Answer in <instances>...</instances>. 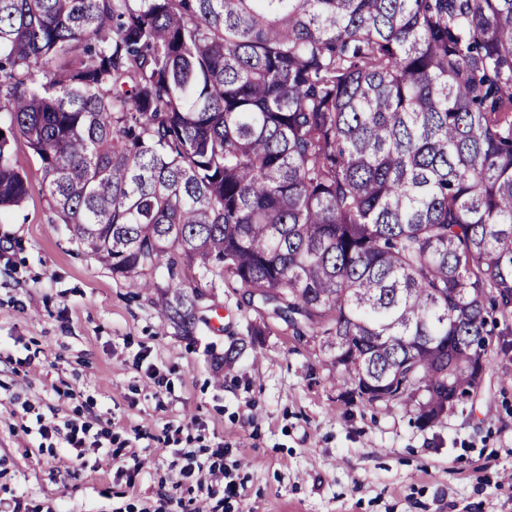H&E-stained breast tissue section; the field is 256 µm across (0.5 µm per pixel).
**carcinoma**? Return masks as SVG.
I'll return each instance as SVG.
<instances>
[{
    "label": "carcinoma",
    "instance_id": "carcinoma-1",
    "mask_svg": "<svg viewBox=\"0 0 512 512\" xmlns=\"http://www.w3.org/2000/svg\"><path fill=\"white\" fill-rule=\"evenodd\" d=\"M0 112V211L20 137L185 335L227 282L422 428L508 335L512 0H0Z\"/></svg>",
    "mask_w": 512,
    "mask_h": 512
}]
</instances>
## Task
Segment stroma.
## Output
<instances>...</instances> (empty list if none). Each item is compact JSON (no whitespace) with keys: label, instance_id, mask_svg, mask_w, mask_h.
I'll list each match as a JSON object with an SVG mask.
<instances>
[{"label":"stroma","instance_id":"obj_1","mask_svg":"<svg viewBox=\"0 0 512 512\" xmlns=\"http://www.w3.org/2000/svg\"><path fill=\"white\" fill-rule=\"evenodd\" d=\"M32 192L0 219V506L27 512H512V349L495 337L481 387L440 424L347 402L326 355L272 326L219 368L252 312L231 286L192 335L164 324L74 243L39 186L24 140L12 144ZM154 370L162 385L146 376ZM86 425L100 447L41 438ZM135 444L134 485L105 446ZM235 466L238 492L181 480L175 450Z\"/></svg>","mask_w":512,"mask_h":512}]
</instances>
